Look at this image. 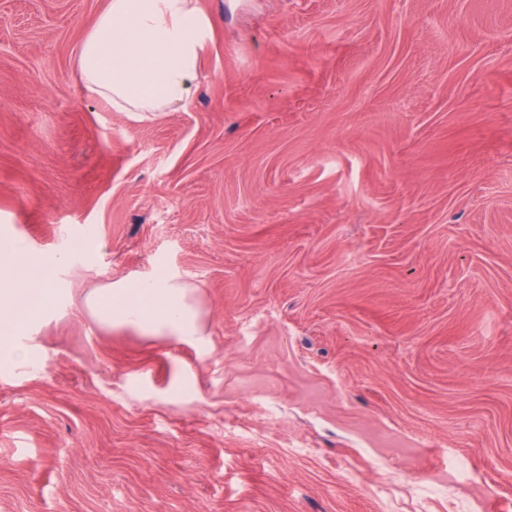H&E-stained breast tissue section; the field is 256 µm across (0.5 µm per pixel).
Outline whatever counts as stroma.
Segmentation results:
<instances>
[{
	"mask_svg": "<svg viewBox=\"0 0 512 512\" xmlns=\"http://www.w3.org/2000/svg\"><path fill=\"white\" fill-rule=\"evenodd\" d=\"M104 4L0 0V240L70 257L0 366V512H512V0H199L145 123L81 92ZM160 273L206 345L83 309Z\"/></svg>",
	"mask_w": 512,
	"mask_h": 512,
	"instance_id": "35a3bbf8",
	"label": "stroma"
}]
</instances>
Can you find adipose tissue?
<instances>
[{
    "label": "adipose tissue",
    "mask_w": 512,
    "mask_h": 512,
    "mask_svg": "<svg viewBox=\"0 0 512 512\" xmlns=\"http://www.w3.org/2000/svg\"><path fill=\"white\" fill-rule=\"evenodd\" d=\"M212 30L199 0H107L77 49L82 92L132 120L161 119L195 94ZM67 261L0 242V364L30 360L23 337L57 297L56 272ZM84 307L102 327L205 340L194 290L177 275L104 283L86 293Z\"/></svg>",
    "instance_id": "adipose-tissue-1"
}]
</instances>
